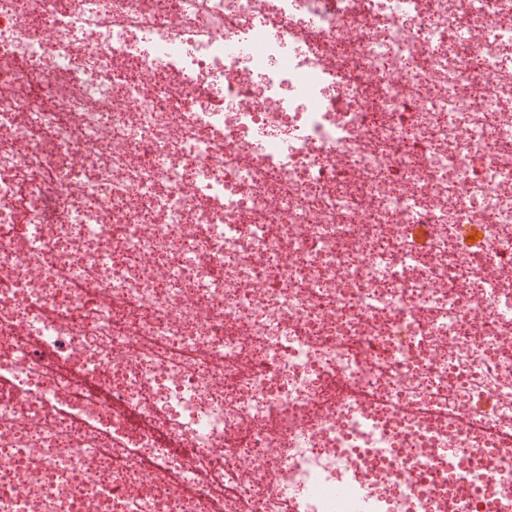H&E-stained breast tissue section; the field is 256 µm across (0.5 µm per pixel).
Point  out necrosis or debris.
<instances>
[{
    "label": "necrosis or debris",
    "mask_w": 512,
    "mask_h": 512,
    "mask_svg": "<svg viewBox=\"0 0 512 512\" xmlns=\"http://www.w3.org/2000/svg\"><path fill=\"white\" fill-rule=\"evenodd\" d=\"M510 169L512 0H0V512H512Z\"/></svg>",
    "instance_id": "necrosis-or-debris-1"
}]
</instances>
